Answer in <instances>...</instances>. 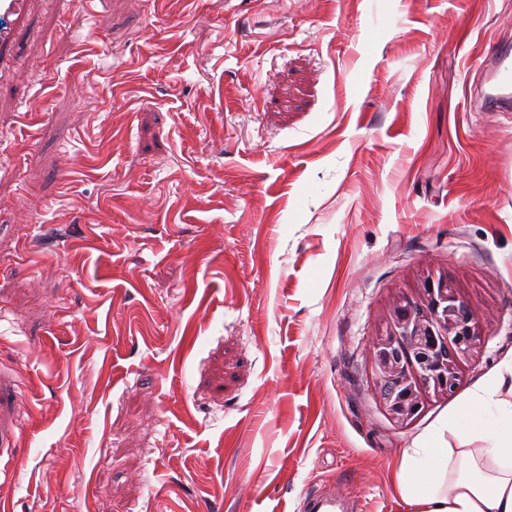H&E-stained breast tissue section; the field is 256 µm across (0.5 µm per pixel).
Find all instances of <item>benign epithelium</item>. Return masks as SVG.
I'll return each mask as SVG.
<instances>
[{
  "label": "benign epithelium",
  "instance_id": "1",
  "mask_svg": "<svg viewBox=\"0 0 512 512\" xmlns=\"http://www.w3.org/2000/svg\"><path fill=\"white\" fill-rule=\"evenodd\" d=\"M485 339L481 318L442 272L424 273L416 299H395L371 353L374 389L393 423L405 428L428 401L455 393Z\"/></svg>",
  "mask_w": 512,
  "mask_h": 512
}]
</instances>
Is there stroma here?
Wrapping results in <instances>:
<instances>
[{"mask_svg": "<svg viewBox=\"0 0 512 512\" xmlns=\"http://www.w3.org/2000/svg\"><path fill=\"white\" fill-rule=\"evenodd\" d=\"M17 26L0 500L414 512L394 463L512 361V111L479 67L512 0H36ZM429 269L491 326L401 429L370 345ZM363 507L362 501L357 498L351 503L348 500H336L332 493L325 491L307 493L302 501L303 512H362Z\"/></svg>", "mask_w": 512, "mask_h": 512, "instance_id": "obj_1", "label": "stroma"}]
</instances>
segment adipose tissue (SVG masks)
<instances>
[{
  "label": "adipose tissue",
  "mask_w": 512,
  "mask_h": 512,
  "mask_svg": "<svg viewBox=\"0 0 512 512\" xmlns=\"http://www.w3.org/2000/svg\"><path fill=\"white\" fill-rule=\"evenodd\" d=\"M499 390V378L487 381L396 464L397 492L416 512H512V400ZM448 430L486 445L448 447Z\"/></svg>",
  "instance_id": "adipose-tissue-1"
}]
</instances>
